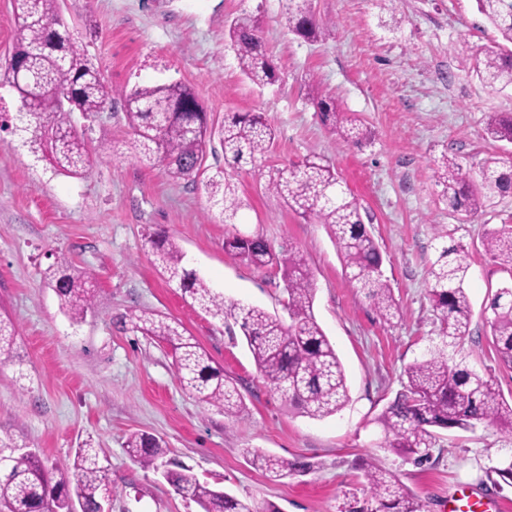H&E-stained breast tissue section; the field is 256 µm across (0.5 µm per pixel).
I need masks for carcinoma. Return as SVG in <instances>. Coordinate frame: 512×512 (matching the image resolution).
<instances>
[{"label":"carcinoma","instance_id":"carcinoma-1","mask_svg":"<svg viewBox=\"0 0 512 512\" xmlns=\"http://www.w3.org/2000/svg\"><path fill=\"white\" fill-rule=\"evenodd\" d=\"M478 11L512 44V0H476ZM57 0H12L18 38L13 57L22 65L27 82L16 89L20 100L14 126L0 123V130L26 133L24 143L41 155L55 175L78 176L89 165L85 133L72 116L87 118L104 111L116 99L123 103L128 127L134 133L131 148L139 158L157 163L173 180L198 175L203 155L212 143L207 113L195 92L180 82L147 84L129 90L108 91L99 71L72 42L63 28ZM288 26L297 36L317 41L330 36L335 24L323 22L312 9V0H288ZM228 36L242 73L263 88L278 81L275 67L261 37V19L244 13L230 24ZM476 75L486 85L512 88V49L501 45L481 49L475 62ZM68 89L69 105L62 108L52 94ZM317 107L329 120L339 140L360 146L370 130L351 112L329 96L317 97ZM492 137L512 143V113H494L487 122ZM275 138L274 129L261 112L230 113L218 131L224 156L233 162L254 164ZM436 177L443 186L448 207L466 217L485 207L490 198L512 195V166L498 161L482 165L471 176L459 160L444 153L435 161ZM208 214L224 224H233L242 208L237 187L224 168L207 178ZM265 191L288 204L299 217L322 224L333 238L350 281L364 293L384 319L396 316L393 289L382 272L380 247L363 224L360 205L350 190L342 187L332 166L319 156L269 175ZM160 273L179 286L192 303L219 317L228 330L238 328L267 384L282 399L305 416L322 419L341 411L349 402V389L342 363L313 311V274L297 250L279 255L258 237L232 233L224 250L255 267L280 265L289 322L257 306L224 302L206 281L186 267L185 255L167 231L148 236ZM485 251L512 271V225L485 234ZM468 270L466 256L457 248L443 247L431 267L430 294L443 324L442 346L429 357L410 365L407 383L377 418L385 434V446L415 461L430 458L436 430H473L486 423H499L512 433V401L504 399L495 383L471 369L462 356V343L469 335L471 307L464 287ZM88 278L71 268L61 256L48 273L61 309L73 320L92 308L94 290ZM491 335L500 364L512 368V285H505L490 304ZM124 324L144 336L166 343L175 355L176 376L202 402L224 409L233 417L243 409L236 383L212 366L211 358L193 337L175 321L143 310L122 316ZM17 327L0 315V357L12 358ZM127 454L143 469L162 470L165 481L177 494L194 501L201 512H279L268 504L260 507L210 487L189 474L179 460L169 457L165 442L135 433L126 441ZM252 462L273 481L304 474L310 465L299 459L251 452ZM9 467L0 473V512H100L102 492L108 485L107 469L99 465L90 446L76 451L73 461L50 471L32 452H22L13 437L0 433V459ZM366 497L346 503L341 512H421L418 500L409 495L397 477L371 467L364 472Z\"/></svg>","mask_w":512,"mask_h":512}]
</instances>
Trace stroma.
<instances>
[{
    "label": "stroma",
    "mask_w": 512,
    "mask_h": 512,
    "mask_svg": "<svg viewBox=\"0 0 512 512\" xmlns=\"http://www.w3.org/2000/svg\"><path fill=\"white\" fill-rule=\"evenodd\" d=\"M58 7L108 89L184 83L216 127L230 112L264 113L276 136L263 172L225 165L220 152L206 154L202 166H225L245 200L235 228L274 251L303 253L314 275V314L344 366L350 402L317 420L288 407L242 337L161 276L147 242L159 228L225 301L288 315L281 270L225 253L234 227L209 219L202 182L170 180L161 166L140 161L116 103L92 119L75 115L93 148L78 177L51 175L22 137L0 132V313L18 329L12 361L0 363V430L48 468L85 444L99 448L110 512H199L160 473L130 460L125 442L133 433L163 439L199 481L279 512H341L346 501L363 497L371 466L395 473L422 512H446L462 485L512 512V486L489 476L512 462L511 433L494 424L442 430L430 459L417 463L382 448L377 423L406 383V369L441 345L428 272L444 245L461 247L469 263L464 353L512 397V369L499 363L490 328L491 300L512 282V270L482 245L488 230L512 225V196L493 198L463 220L435 177L444 153L474 172L489 159L512 162V144L486 130L491 114L512 113V90L486 86L471 68L477 47L501 40L476 0H314L317 16L336 24L334 36L317 42L289 32L287 0H58ZM245 12L261 16L281 77L263 89L241 73L224 40L227 22ZM320 93L359 114L371 140L359 148L340 144L314 103ZM102 141L110 153L98 152ZM313 155L334 165L383 252L399 307L392 321L354 287L324 226L264 189L266 172ZM60 256L96 288L92 309L78 322L60 310L44 280ZM140 310L180 323L235 380L239 416L184 390L166 345L121 324L122 315ZM251 450L297 457L311 470L274 483L250 463Z\"/></svg>",
    "instance_id": "obj_1"
}]
</instances>
